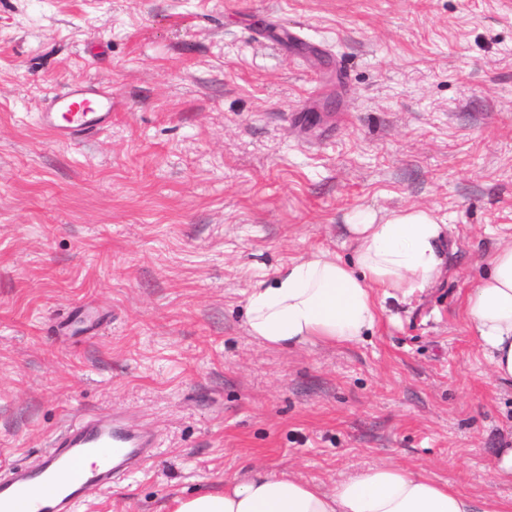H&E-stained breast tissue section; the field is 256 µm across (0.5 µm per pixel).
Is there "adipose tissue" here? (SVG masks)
Instances as JSON below:
<instances>
[{"mask_svg":"<svg viewBox=\"0 0 512 512\" xmlns=\"http://www.w3.org/2000/svg\"><path fill=\"white\" fill-rule=\"evenodd\" d=\"M447 229L429 209L409 207L382 218L357 212L348 226L354 263L316 250L257 282L245 302L249 336L275 350L362 341L387 299H408L436 279ZM487 264L466 295V315L492 380L512 385V246L493 253ZM170 512H512V501L474 497L383 463L328 486L256 469L225 482L223 492L175 498Z\"/></svg>","mask_w":512,"mask_h":512,"instance_id":"obj_1","label":"adipose tissue"}]
</instances>
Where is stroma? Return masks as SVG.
<instances>
[{
	"label": "stroma",
	"mask_w": 512,
	"mask_h": 512,
	"mask_svg": "<svg viewBox=\"0 0 512 512\" xmlns=\"http://www.w3.org/2000/svg\"><path fill=\"white\" fill-rule=\"evenodd\" d=\"M83 79L112 126L56 144L36 116ZM409 206L447 224L443 270L373 334L249 336L258 281ZM509 245L512 0H0V463L88 412L159 434L74 512L381 462L511 500L512 388L464 309Z\"/></svg>",
	"instance_id": "stroma-1"
}]
</instances>
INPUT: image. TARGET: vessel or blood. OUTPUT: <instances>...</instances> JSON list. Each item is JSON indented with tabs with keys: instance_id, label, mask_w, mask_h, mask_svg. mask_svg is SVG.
I'll return each mask as SVG.
<instances>
[{
	"instance_id": "1",
	"label": "vessel or blood",
	"mask_w": 512,
	"mask_h": 512,
	"mask_svg": "<svg viewBox=\"0 0 512 512\" xmlns=\"http://www.w3.org/2000/svg\"><path fill=\"white\" fill-rule=\"evenodd\" d=\"M112 90L100 81L78 80L45 99L38 122L59 144L85 141L112 126ZM158 446L155 432L118 411L71 423L38 465L0 466V512H68L111 485L115 475L139 470ZM54 487V495L41 496Z\"/></svg>"
}]
</instances>
